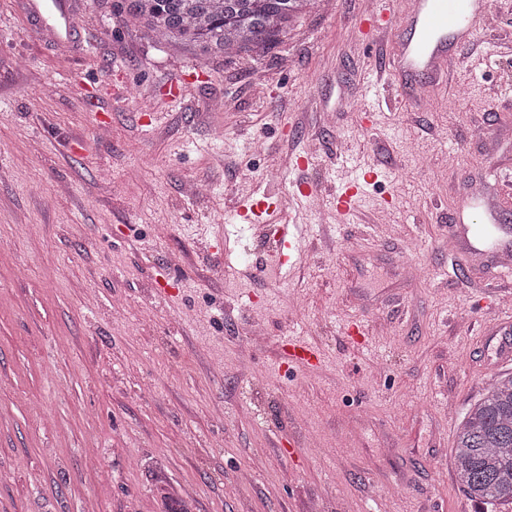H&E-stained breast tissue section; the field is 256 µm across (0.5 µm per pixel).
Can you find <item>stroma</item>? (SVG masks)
Masks as SVG:
<instances>
[{"mask_svg":"<svg viewBox=\"0 0 512 512\" xmlns=\"http://www.w3.org/2000/svg\"><path fill=\"white\" fill-rule=\"evenodd\" d=\"M74 2L61 45L0 0V512H512L451 461L512 373V277L448 233L480 182L512 227V0L448 90L370 132L344 109L374 81L370 0H316L267 50L205 61ZM367 166L389 175L353 222L293 193ZM265 194L300 239L282 271L274 225L236 215ZM294 340L319 364L292 365Z\"/></svg>","mask_w":512,"mask_h":512,"instance_id":"stroma-1","label":"stroma"}]
</instances>
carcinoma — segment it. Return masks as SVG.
<instances>
[{
	"label": "carcinoma",
	"instance_id": "carcinoma-1",
	"mask_svg": "<svg viewBox=\"0 0 512 512\" xmlns=\"http://www.w3.org/2000/svg\"><path fill=\"white\" fill-rule=\"evenodd\" d=\"M313 0H118L126 20L161 43L205 59L263 50ZM457 482L472 500H512V374L494 380L471 407L452 449Z\"/></svg>",
	"mask_w": 512,
	"mask_h": 512
}]
</instances>
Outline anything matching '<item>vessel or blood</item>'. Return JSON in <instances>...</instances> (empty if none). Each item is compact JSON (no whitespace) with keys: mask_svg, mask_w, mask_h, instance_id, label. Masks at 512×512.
Here are the masks:
<instances>
[{"mask_svg":"<svg viewBox=\"0 0 512 512\" xmlns=\"http://www.w3.org/2000/svg\"><path fill=\"white\" fill-rule=\"evenodd\" d=\"M51 11L50 32L56 42L68 43L74 32L72 0H27L29 15L39 17ZM489 15L488 0H373V5L359 20L358 41L366 48L385 49L378 66L377 85L382 93H362L360 110L364 114L363 130H373L377 112L400 110L405 105L422 104L435 90L448 81V57L458 47L472 42L484 29ZM386 174L371 170L337 188L332 210L337 219H350L370 183L380 182ZM280 199L265 198L250 206L240 207L238 216L248 223H267L280 209ZM474 224L475 235L492 250L500 267L512 266V243L504 241L503 226L498 223L497 205L472 199L466 215ZM273 252L274 266L288 261V250L294 249L293 226L278 227Z\"/></svg>","mask_w":512,"mask_h":512,"instance_id":"b4317fda","label":"vessel or blood"}]
</instances>
